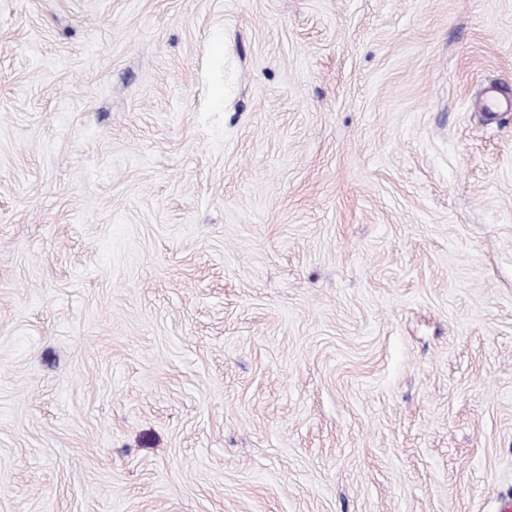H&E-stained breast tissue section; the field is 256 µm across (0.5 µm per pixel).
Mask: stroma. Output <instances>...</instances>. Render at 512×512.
I'll use <instances>...</instances> for the list:
<instances>
[{
    "instance_id": "obj_1",
    "label": "stroma",
    "mask_w": 512,
    "mask_h": 512,
    "mask_svg": "<svg viewBox=\"0 0 512 512\" xmlns=\"http://www.w3.org/2000/svg\"><path fill=\"white\" fill-rule=\"evenodd\" d=\"M506 495L512 0H0V512Z\"/></svg>"
}]
</instances>
